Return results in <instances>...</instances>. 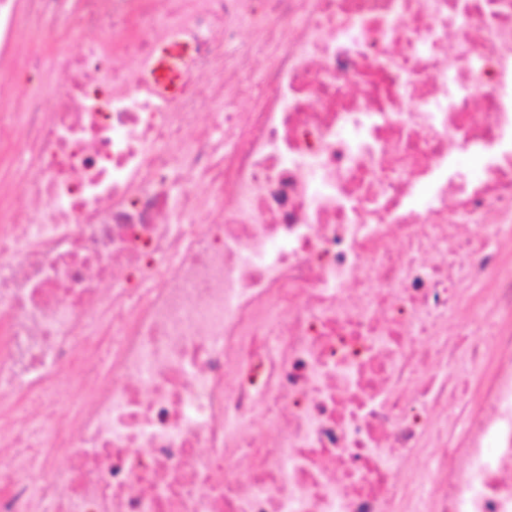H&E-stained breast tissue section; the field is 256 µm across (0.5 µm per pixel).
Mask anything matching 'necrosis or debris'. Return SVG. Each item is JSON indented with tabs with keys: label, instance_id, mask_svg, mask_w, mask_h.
Masks as SVG:
<instances>
[{
	"label": "necrosis or debris",
	"instance_id": "1",
	"mask_svg": "<svg viewBox=\"0 0 512 512\" xmlns=\"http://www.w3.org/2000/svg\"><path fill=\"white\" fill-rule=\"evenodd\" d=\"M4 141L0 512H512V0H0ZM29 42L38 43L43 51V70H54L59 65L60 56L65 48H75L80 43L82 35L76 32H68L60 43L44 41L40 26L30 21ZM189 49V39L179 31H173L156 47L152 59L141 66V77L153 85L162 95L173 98L178 91L180 64L184 63Z\"/></svg>",
	"mask_w": 512,
	"mask_h": 512
}]
</instances>
